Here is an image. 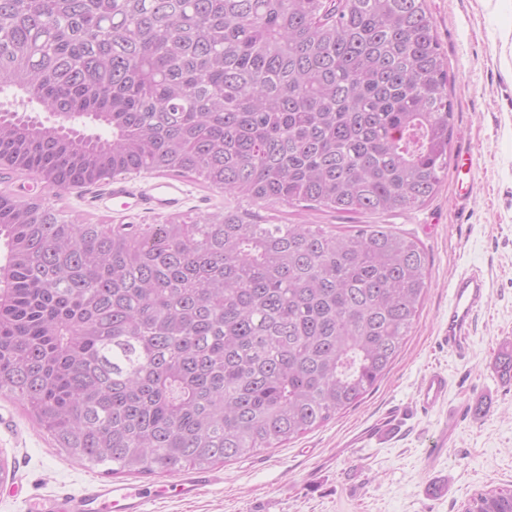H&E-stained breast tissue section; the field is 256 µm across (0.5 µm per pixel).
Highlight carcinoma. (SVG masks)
<instances>
[{
	"mask_svg": "<svg viewBox=\"0 0 512 512\" xmlns=\"http://www.w3.org/2000/svg\"><path fill=\"white\" fill-rule=\"evenodd\" d=\"M425 0H0V170L191 178L267 205L423 206L448 171ZM42 113L33 116L18 107ZM87 117L108 135H86ZM0 394L70 458L174 475L278 448L401 353L423 249L384 225L78 222L0 191ZM493 368L512 383V344ZM466 512H512V486Z\"/></svg>",
	"mask_w": 512,
	"mask_h": 512,
	"instance_id": "carcinoma-1",
	"label": "carcinoma"
}]
</instances>
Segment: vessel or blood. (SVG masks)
<instances>
[{"label":"vessel or blood","mask_w":512,"mask_h":512,"mask_svg":"<svg viewBox=\"0 0 512 512\" xmlns=\"http://www.w3.org/2000/svg\"><path fill=\"white\" fill-rule=\"evenodd\" d=\"M181 188L174 182L162 181L153 185L150 193L141 198L150 208H174L180 203ZM487 279L482 270L467 268L461 271L449 289L448 324L442 341L458 359L470 354V338L474 320L480 311L487 291ZM449 381L439 370L425 374L418 386L416 405L429 412L448 398ZM217 479L210 471L190 470L178 475L175 490L181 498H191ZM162 488L129 483H91L76 492L59 495L51 506L52 512H146L147 504L159 498Z\"/></svg>","instance_id":"obj_1"}]
</instances>
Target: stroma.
<instances>
[{"label":"stroma","mask_w":512,"mask_h":512,"mask_svg":"<svg viewBox=\"0 0 512 512\" xmlns=\"http://www.w3.org/2000/svg\"><path fill=\"white\" fill-rule=\"evenodd\" d=\"M426 5L448 62L450 149L473 155L475 191L467 205L455 203L462 175L453 165L426 206L396 216L239 202L263 224L330 230L381 223L417 240L427 255L429 288L401 354L357 406L281 447L216 465L219 483L190 500L156 499L148 512H463L476 493L512 484V384L492 368L499 347L512 342V51L502 50L508 19L496 0ZM14 182L26 196L105 224H161L175 214L204 215L230 203L189 179L175 214L106 207L104 184L58 195L25 173ZM472 265L485 272L490 295L475 323L472 354L459 360L439 337L448 319V283ZM432 370L447 373L450 391L446 404L423 414L414 395ZM391 414L401 417L394 433L349 447L352 435ZM448 427L453 433L436 467L427 468L430 445ZM0 457L8 461V474L0 478V512H36L38 503L101 476L99 469L60 455L22 406L2 395Z\"/></svg>","instance_id":"1"}]
</instances>
